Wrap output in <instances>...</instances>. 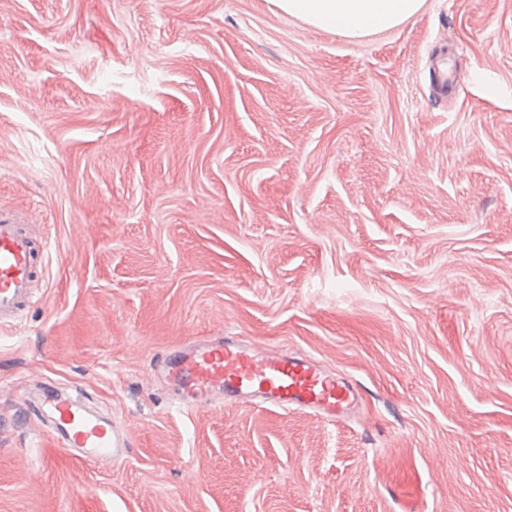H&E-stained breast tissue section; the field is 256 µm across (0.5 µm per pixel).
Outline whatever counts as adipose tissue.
Here are the masks:
<instances>
[{
	"label": "adipose tissue",
	"mask_w": 512,
	"mask_h": 512,
	"mask_svg": "<svg viewBox=\"0 0 512 512\" xmlns=\"http://www.w3.org/2000/svg\"><path fill=\"white\" fill-rule=\"evenodd\" d=\"M283 14L358 39L394 28L417 14L425 0H272Z\"/></svg>",
	"instance_id": "ef3b65f1"
}]
</instances>
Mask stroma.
<instances>
[{"label": "stroma", "mask_w": 512, "mask_h": 512, "mask_svg": "<svg viewBox=\"0 0 512 512\" xmlns=\"http://www.w3.org/2000/svg\"><path fill=\"white\" fill-rule=\"evenodd\" d=\"M0 211L50 244L0 407L51 391L133 442L0 428V512H512V0L355 40L270 0H0ZM224 334L353 417L179 411L152 359ZM56 417L63 448H77V458L110 463L129 456L131 442L112 421L84 408L78 401L46 397L43 405Z\"/></svg>", "instance_id": "35a3bbf8"}]
</instances>
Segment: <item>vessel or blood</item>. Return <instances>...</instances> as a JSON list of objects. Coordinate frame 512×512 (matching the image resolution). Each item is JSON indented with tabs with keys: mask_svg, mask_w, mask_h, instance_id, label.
<instances>
[{
	"mask_svg": "<svg viewBox=\"0 0 512 512\" xmlns=\"http://www.w3.org/2000/svg\"><path fill=\"white\" fill-rule=\"evenodd\" d=\"M45 248L29 228L0 213L1 324L31 307L37 260ZM159 368L183 403L195 409L258 401L336 419L357 404L356 392L313 360L259 350L227 336L197 337L166 353ZM45 402L56 418L61 446L77 449L79 459L103 464L128 457L131 442L110 420L77 401L49 396Z\"/></svg>",
	"mask_w": 512,
	"mask_h": 512,
	"instance_id": "obj_1",
	"label": "vessel or blood"
}]
</instances>
